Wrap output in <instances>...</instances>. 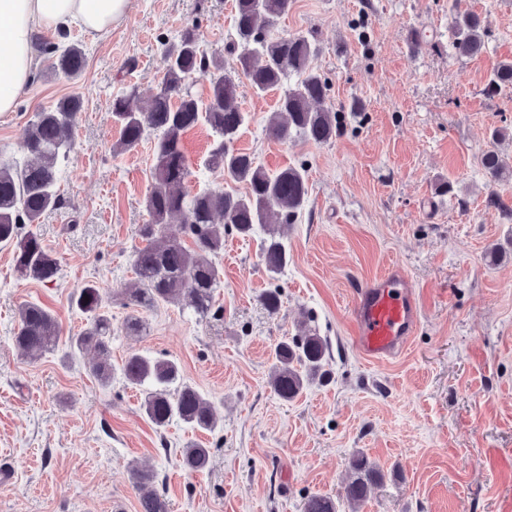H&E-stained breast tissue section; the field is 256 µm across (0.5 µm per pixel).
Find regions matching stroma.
I'll list each match as a JSON object with an SVG mask.
<instances>
[{
  "label": "stroma",
  "instance_id": "1",
  "mask_svg": "<svg viewBox=\"0 0 512 512\" xmlns=\"http://www.w3.org/2000/svg\"><path fill=\"white\" fill-rule=\"evenodd\" d=\"M457 9L485 18L483 53H449ZM233 14V0H130L106 36L72 31L85 54L72 80L36 38L33 83L0 115V154L24 158L35 112L70 95L82 106L59 166L62 204L37 226L60 261L57 279L18 277L12 250H0V466L11 469L0 512H138L127 468L143 461L169 512H303L311 494L333 498L338 512H512V218L486 205L494 193L512 207V178L489 181L481 166L492 148L512 164V89L484 92L512 60V0H292L279 30L316 37L311 67L328 83L336 135L324 144L271 137L280 93L259 97L244 81L250 121L234 142L268 170L307 171L287 269L272 281L259 238L227 234L213 317L164 305L142 312L139 334L123 332L154 143L117 151L112 98L133 85L154 94L163 52L188 28L232 71ZM498 129L506 135L496 142ZM209 142L203 124L184 138L190 193L224 185L204 165ZM442 181L451 193H436ZM394 264L416 286L422 316L408 349L374 364L352 344L354 291ZM92 282L107 293L113 364L133 352L175 359L213 403L214 431L178 421L155 429L121 373L106 385L91 374L93 351L61 343L33 362L16 347L27 302L48 307L62 336L79 332L85 320L71 299ZM276 283L282 304L272 313L263 295ZM307 328L327 343L329 379L285 401L270 386L273 349ZM190 442L211 450L203 471L180 464ZM357 451L384 478L354 511L342 494Z\"/></svg>",
  "mask_w": 512,
  "mask_h": 512
}]
</instances>
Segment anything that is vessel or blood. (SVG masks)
<instances>
[{
	"mask_svg": "<svg viewBox=\"0 0 512 512\" xmlns=\"http://www.w3.org/2000/svg\"><path fill=\"white\" fill-rule=\"evenodd\" d=\"M419 314L410 278L400 267H389L367 281L356 295V348L373 361L396 358L414 335Z\"/></svg>",
	"mask_w": 512,
	"mask_h": 512,
	"instance_id": "b4317fda",
	"label": "vessel or blood"
}]
</instances>
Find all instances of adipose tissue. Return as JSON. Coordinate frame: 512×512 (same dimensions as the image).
Returning <instances> with one entry per match:
<instances>
[{
  "label": "adipose tissue",
  "mask_w": 512,
  "mask_h": 512,
  "mask_svg": "<svg viewBox=\"0 0 512 512\" xmlns=\"http://www.w3.org/2000/svg\"><path fill=\"white\" fill-rule=\"evenodd\" d=\"M129 0H0V115L15 111L33 81L34 37L79 27L102 34L122 21Z\"/></svg>",
  "instance_id": "ef3b65f1"
}]
</instances>
